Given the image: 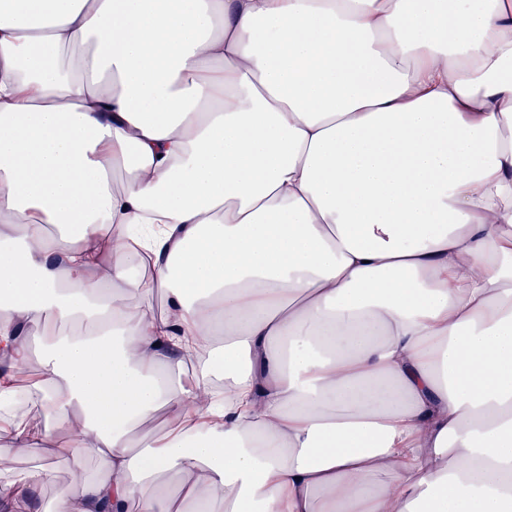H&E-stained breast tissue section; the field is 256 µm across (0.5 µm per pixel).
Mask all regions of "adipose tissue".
<instances>
[{
    "mask_svg": "<svg viewBox=\"0 0 512 512\" xmlns=\"http://www.w3.org/2000/svg\"><path fill=\"white\" fill-rule=\"evenodd\" d=\"M23 391L53 512H512V0H0ZM8 457L12 460L14 468L13 475L17 472L29 470L44 462L51 463L54 469V479L51 483L44 485L39 492L38 499L43 501L45 506L51 509L57 497L73 487L72 473L77 467L95 470L98 465L93 460L75 462L66 456H56L49 460L45 459L40 448H18L17 444L7 432L0 433V457Z\"/></svg>",
    "mask_w": 512,
    "mask_h": 512,
    "instance_id": "ef3b65f1",
    "label": "adipose tissue"
}]
</instances>
